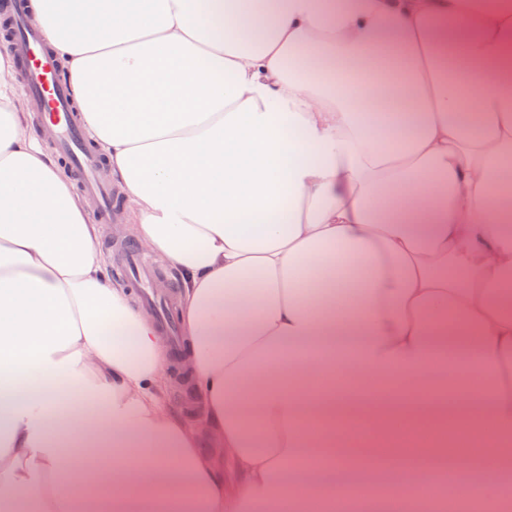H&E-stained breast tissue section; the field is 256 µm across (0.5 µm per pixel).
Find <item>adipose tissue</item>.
Masks as SVG:
<instances>
[{
	"mask_svg": "<svg viewBox=\"0 0 512 512\" xmlns=\"http://www.w3.org/2000/svg\"><path fill=\"white\" fill-rule=\"evenodd\" d=\"M130 232L180 285L201 422L0 53V512H290L416 431L487 512L512 435V7L31 0ZM461 413L434 409L447 375ZM418 390L397 406L394 383ZM480 434L483 463L466 436ZM232 475H225V468ZM99 226L101 228V234L96 242V248L106 259L108 275L111 276V278H113V279H120L131 286V284L127 281V279L125 278V276L123 274L121 258L119 256L117 250L115 249V247L112 248V255H111V253L108 250H106V248L104 246V240H105L106 236L108 235V233L110 232V228L107 225H99ZM130 288H132L134 300H135V303L137 304V300H138L137 291L132 286ZM169 405L171 409L183 418L192 420L198 415V406L195 402L191 391L173 392L169 397Z\"/></svg>",
	"mask_w": 512,
	"mask_h": 512,
	"instance_id": "ef3b65f1",
	"label": "adipose tissue"
}]
</instances>
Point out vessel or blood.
Segmentation results:
<instances>
[{"label": "vessel or blood", "instance_id": "b4317fda", "mask_svg": "<svg viewBox=\"0 0 512 512\" xmlns=\"http://www.w3.org/2000/svg\"><path fill=\"white\" fill-rule=\"evenodd\" d=\"M25 0H0V43L15 47L24 95L33 103V119L54 141L58 154L74 175L82 194L93 204L99 223L121 221L119 193L104 172L106 157L94 147L82 116L64 81L56 56L41 32L26 24ZM128 272L141 299L156 308L161 329L175 335L176 322L170 312L172 297L153 287L155 271L151 261L136 250L128 252Z\"/></svg>", "mask_w": 512, "mask_h": 512}]
</instances>
